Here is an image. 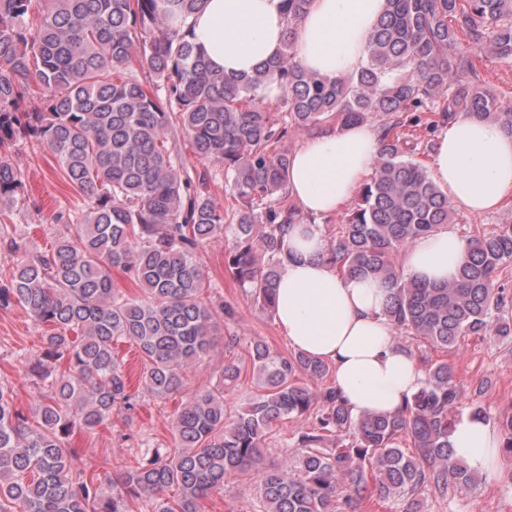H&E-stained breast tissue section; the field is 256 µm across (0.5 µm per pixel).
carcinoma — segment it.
I'll return each mask as SVG.
<instances>
[{"label": "carcinoma", "instance_id": "1", "mask_svg": "<svg viewBox=\"0 0 512 512\" xmlns=\"http://www.w3.org/2000/svg\"><path fill=\"white\" fill-rule=\"evenodd\" d=\"M33 2L0 0V148L27 137L44 142L86 202L68 214L51 251L28 250L16 225L0 223V244L20 254L0 281V307L20 305L50 327L37 355L42 400L25 413L0 382V512H201L235 471L257 474L254 512H356L373 496L414 512V496L425 490L471 487L477 475L448 444L465 388L450 364L424 354L417 355L423 385L401 411L354 417L335 387H309L329 376L327 363L254 340V391L244 411L224 409V391L242 374L226 362L216 384L175 412V447L141 448L106 496L68 439L115 408L138 407L118 342L135 343L143 390L161 400L209 356L217 318L236 314L230 305L215 313L205 296L196 254L212 241L224 240L233 279L273 312L284 238L301 222L296 208L279 205L290 154L277 144L290 131L377 123L372 176L339 231L326 236L325 255L341 275L389 288L385 315L395 330L445 351L470 336L512 339V318L500 315L508 292L497 282L512 265L511 220L466 238L469 251L451 283L410 279L401 264L413 240L452 220L448 196L418 160L435 130L464 114L512 132V102L501 100L471 55L512 64V0H386L364 65L333 79L306 72L293 54L311 0H286L282 52L238 76L213 69L189 28L172 24L204 0H44L35 27L26 21ZM137 63L165 98L147 89ZM270 80L285 89L275 109L257 96ZM33 83L43 109L25 112L20 101ZM175 127L223 171L240 203L232 218L213 203L208 173L191 175L175 152ZM419 127L426 136L410 133ZM22 191L0 151V216ZM111 266L130 273L141 295L112 288ZM303 415L312 426L288 444L289 457L266 465L274 424ZM498 425L500 449L512 459V411Z\"/></svg>", "mask_w": 512, "mask_h": 512}]
</instances>
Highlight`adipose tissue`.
<instances>
[{"label": "adipose tissue", "instance_id": "obj_1", "mask_svg": "<svg viewBox=\"0 0 512 512\" xmlns=\"http://www.w3.org/2000/svg\"><path fill=\"white\" fill-rule=\"evenodd\" d=\"M384 6L385 0H313L297 26L296 61L325 78L357 71ZM186 23L215 68L247 74L281 53L285 0H204ZM433 142L431 174L450 203L475 217L497 211L512 192V134L461 116L440 126ZM377 148L374 127L360 123L314 134L293 150L287 191L306 220L288 232L273 311L294 350L331 364L334 385L356 415L397 412L424 379L394 340L385 315L388 288L372 279L341 277L323 257V220L354 195ZM466 253V241L444 227L408 245L403 269L418 280L449 283ZM448 442L455 459L471 471L494 474L500 437L490 423L462 415Z\"/></svg>", "mask_w": 512, "mask_h": 512}]
</instances>
